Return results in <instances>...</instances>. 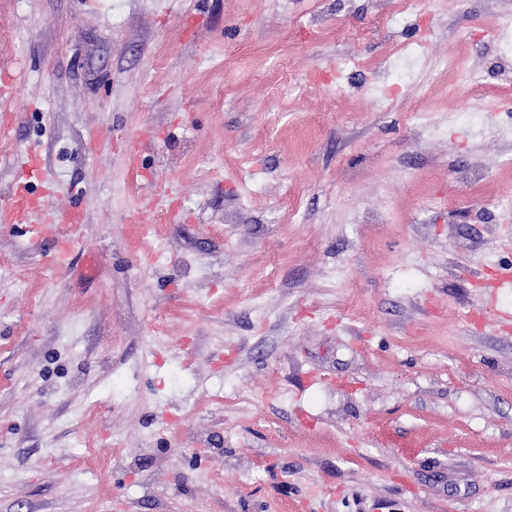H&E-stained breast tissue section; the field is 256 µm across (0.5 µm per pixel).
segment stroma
I'll list each match as a JSON object with an SVG mask.
<instances>
[{
	"label": "stroma",
	"instance_id": "35a3bbf8",
	"mask_svg": "<svg viewBox=\"0 0 512 512\" xmlns=\"http://www.w3.org/2000/svg\"><path fill=\"white\" fill-rule=\"evenodd\" d=\"M506 15L0 0V206L35 151L86 245L0 225V512H512ZM153 226L151 224H127V251L138 256L147 250Z\"/></svg>",
	"mask_w": 512,
	"mask_h": 512
}]
</instances>
